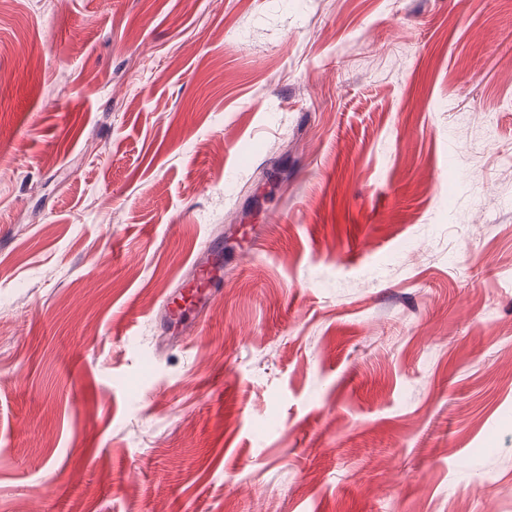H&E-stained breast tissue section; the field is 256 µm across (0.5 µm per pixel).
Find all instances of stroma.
I'll return each instance as SVG.
<instances>
[{
  "label": "stroma",
  "mask_w": 512,
  "mask_h": 512,
  "mask_svg": "<svg viewBox=\"0 0 512 512\" xmlns=\"http://www.w3.org/2000/svg\"><path fill=\"white\" fill-rule=\"evenodd\" d=\"M510 159L512 0H0V512H512ZM204 253L205 259L195 263L193 281L180 290V296H168L164 299L163 306L170 319H177L183 315V305H204L223 288L224 261L220 248L209 241Z\"/></svg>",
  "instance_id": "obj_1"
}]
</instances>
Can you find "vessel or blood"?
I'll use <instances>...</instances> for the list:
<instances>
[{"mask_svg":"<svg viewBox=\"0 0 512 512\" xmlns=\"http://www.w3.org/2000/svg\"><path fill=\"white\" fill-rule=\"evenodd\" d=\"M206 257L195 265L193 280L184 286L179 296L166 297L163 306L169 318L177 319L185 306H199L213 299L224 286V262L220 248L207 244Z\"/></svg>","mask_w":512,"mask_h":512,"instance_id":"obj_1","label":"vessel or blood"}]
</instances>
